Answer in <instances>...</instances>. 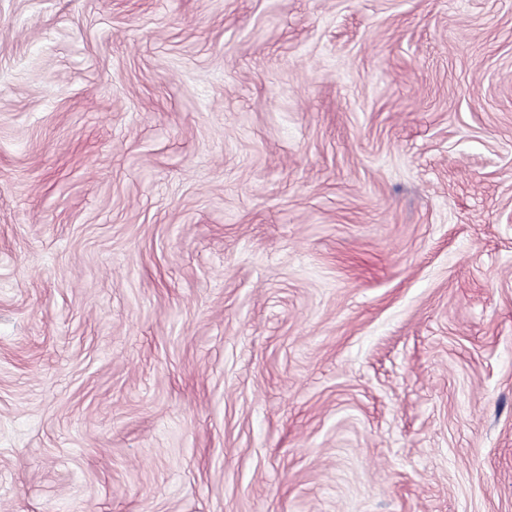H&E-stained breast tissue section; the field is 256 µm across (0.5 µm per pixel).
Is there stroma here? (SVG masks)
Instances as JSON below:
<instances>
[{"label": "stroma", "instance_id": "obj_1", "mask_svg": "<svg viewBox=\"0 0 512 512\" xmlns=\"http://www.w3.org/2000/svg\"><path fill=\"white\" fill-rule=\"evenodd\" d=\"M0 512H512V0H0Z\"/></svg>", "mask_w": 512, "mask_h": 512}]
</instances>
